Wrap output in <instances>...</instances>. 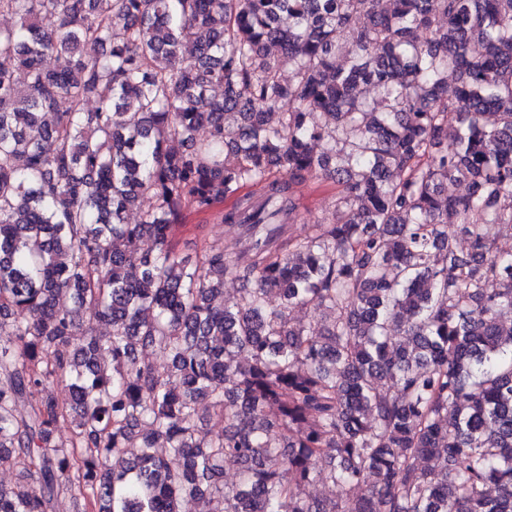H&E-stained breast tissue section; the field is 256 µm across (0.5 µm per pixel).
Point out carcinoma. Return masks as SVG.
<instances>
[{"instance_id":"obj_1","label":"carcinoma","mask_w":512,"mask_h":512,"mask_svg":"<svg viewBox=\"0 0 512 512\" xmlns=\"http://www.w3.org/2000/svg\"><path fill=\"white\" fill-rule=\"evenodd\" d=\"M0 14V512H512V0ZM335 193L336 188L332 185L320 189L302 186L297 192V202L301 212L311 221L315 217H330L333 211ZM230 203L226 202L216 206L206 214L191 213L186 217V226L180 229L178 238L181 240L192 239L195 234L206 235L210 240L223 241L224 248L232 253L239 249L238 230L231 224H224L222 216ZM202 224L203 228H196Z\"/></svg>"}]
</instances>
